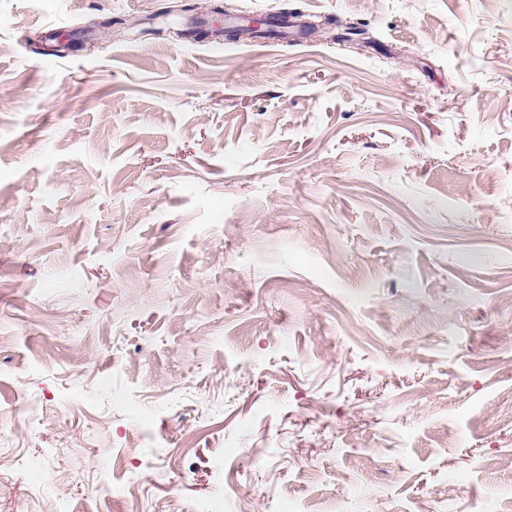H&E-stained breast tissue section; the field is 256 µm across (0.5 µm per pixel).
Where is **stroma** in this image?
<instances>
[{
    "label": "stroma",
    "mask_w": 512,
    "mask_h": 512,
    "mask_svg": "<svg viewBox=\"0 0 512 512\" xmlns=\"http://www.w3.org/2000/svg\"><path fill=\"white\" fill-rule=\"evenodd\" d=\"M196 2L0 0V512H512V0Z\"/></svg>",
    "instance_id": "1"
}]
</instances>
